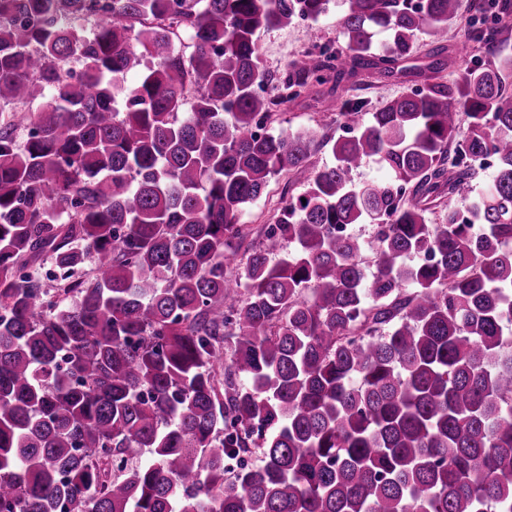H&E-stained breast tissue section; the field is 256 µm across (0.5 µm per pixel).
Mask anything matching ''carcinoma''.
<instances>
[{
  "instance_id": "carcinoma-1",
  "label": "carcinoma",
  "mask_w": 512,
  "mask_h": 512,
  "mask_svg": "<svg viewBox=\"0 0 512 512\" xmlns=\"http://www.w3.org/2000/svg\"><path fill=\"white\" fill-rule=\"evenodd\" d=\"M332 2L0 0V512H512V58L450 82L462 0H341L345 48L274 78L256 34ZM488 10L490 54L512 0ZM421 36L430 82L373 111L339 92ZM328 82L349 135L255 132ZM367 159L389 176L355 183ZM364 221L369 260L338 234ZM304 189V178L301 175L281 174L270 180L266 190L267 197L247 207L241 217L242 224H248L251 234L243 243V248L257 245L263 238L264 225L271 222L274 209L278 202L287 201L291 196H297Z\"/></svg>"
}]
</instances>
